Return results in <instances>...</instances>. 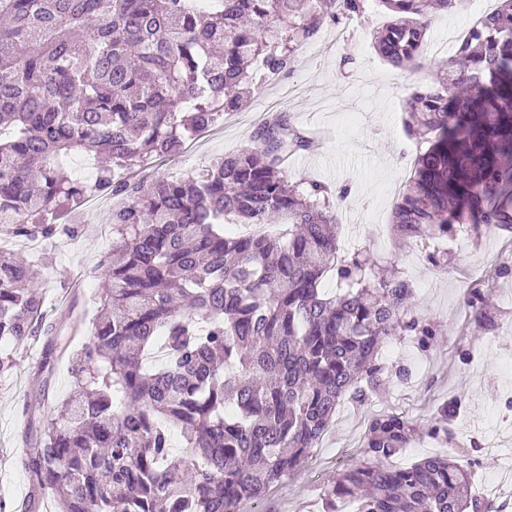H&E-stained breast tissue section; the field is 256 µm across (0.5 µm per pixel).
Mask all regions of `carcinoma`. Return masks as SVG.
I'll return each instance as SVG.
<instances>
[{
  "instance_id": "cac0c4a2",
  "label": "carcinoma",
  "mask_w": 512,
  "mask_h": 512,
  "mask_svg": "<svg viewBox=\"0 0 512 512\" xmlns=\"http://www.w3.org/2000/svg\"><path fill=\"white\" fill-rule=\"evenodd\" d=\"M367 0H0V227L14 237L57 232L85 182L64 162L87 155L112 210L110 283L88 341L71 356L73 392L43 421L25 467L52 489L57 512H244L308 461L345 398L370 401L386 379L390 337L426 352L438 326L416 308L403 272L372 279L365 250L339 246L327 189L288 183V156L313 142L278 114L252 145L197 176L151 182L147 156L176 157L190 137L234 111L270 76L288 74L324 21ZM390 21L373 48L391 67H424L429 6L378 0ZM407 135L427 144L392 212L395 243L438 264L433 243L512 231V0L458 40L434 82L406 101ZM281 216L288 234L268 230ZM228 224L256 231L234 233ZM40 265L0 251V344L44 320ZM332 272L339 293L325 294ZM474 320L496 332L481 298ZM460 403L428 433L451 436ZM180 429L186 454H172ZM413 425L369 417L363 460L325 489V512H501L475 494L468 454L454 448L397 468Z\"/></svg>"
}]
</instances>
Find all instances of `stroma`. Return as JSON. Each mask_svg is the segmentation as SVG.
<instances>
[{"instance_id":"35a3bbf8","label":"stroma","mask_w":512,"mask_h":512,"mask_svg":"<svg viewBox=\"0 0 512 512\" xmlns=\"http://www.w3.org/2000/svg\"><path fill=\"white\" fill-rule=\"evenodd\" d=\"M476 0H456L450 13L431 20L427 65L399 72L377 56L373 32L388 18L375 0L342 32L322 25L313 40L300 47L292 72L264 83L242 109L225 113L216 126L189 140L180 156L152 158L141 174L181 177L206 169L221 156L252 143L263 119L284 114L302 133H315L321 142L288 159L290 183L318 181L332 191H346L342 201L339 243L348 250L367 249L376 275L399 269L416 288L420 312L438 325L439 336L426 353L409 345L403 361L424 357L429 378L414 388L387 386L369 404L342 403L327 434L312 448L307 463L272 486L267 499L246 512H322L323 488L344 463L358 457L368 417L391 409L421 429L420 437L397 461L443 454L450 443L473 450V479L483 482L484 496L512 499V484L499 486L512 468V421H501L506 401L512 400V248L496 236L462 237L447 250L446 260L433 266L416 250H397L389 235L391 211L411 175L414 157L404 131V102L429 84L442 59L449 36H461L471 25ZM66 227L39 247L22 237L0 236V247L21 257L42 259L46 324L71 337V350L85 344L106 283L101 265L112 251V198L104 196L95 208L72 206ZM480 289L487 307L501 314L497 332H483L465 315L471 289ZM48 338L38 335L15 345L13 369L0 376V499L12 512H55L51 489L36 487L22 461L41 432L46 417L72 391L67 360L46 361ZM463 411L446 443L428 436L437 406L448 399Z\"/></svg>"}]
</instances>
